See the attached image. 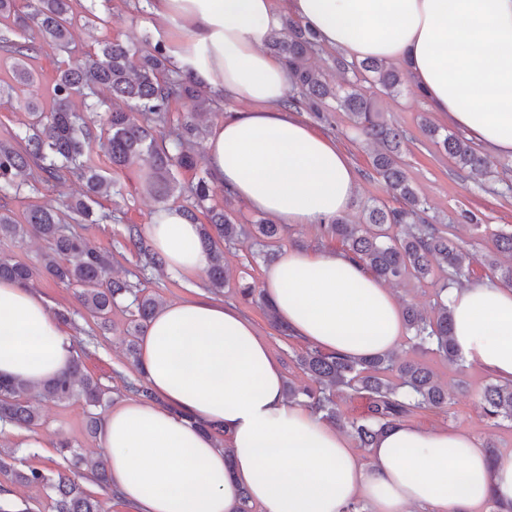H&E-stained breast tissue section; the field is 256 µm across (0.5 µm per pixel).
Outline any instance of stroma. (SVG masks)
I'll return each mask as SVG.
<instances>
[{"label":"stroma","instance_id":"obj_1","mask_svg":"<svg viewBox=\"0 0 512 512\" xmlns=\"http://www.w3.org/2000/svg\"><path fill=\"white\" fill-rule=\"evenodd\" d=\"M90 3L95 6L96 22L89 26L77 24L72 34V44L80 51L96 50L99 42L116 38L140 45L148 38L169 42L179 36L177 30L158 24L149 0H77L76 12H83ZM373 97L387 119L409 133L410 140L403 149L402 159L410 184L416 194L427 202L429 215L442 220H455L456 225L452 230L455 241L475 256L471 265L473 282H498L496 270L484 262L483 256L494 251L497 233L512 229V158L490 156L492 174L488 177L457 170L453 162L423 135L420 123L423 118L431 116L432 111L413 84H405L400 94L393 98L380 90L374 91ZM299 117L336 140L356 168L359 190L348 212L350 220H357L364 206L376 202L392 204V197L372 167L374 145L353 128L346 113H331L326 122L316 120L305 111L300 112ZM145 173V167L137 165L114 172L112 178L117 192L102 201L103 208L111 211L112 221L78 224L74 230L91 246L111 255V276L123 280L139 279L142 288L161 303L194 298L197 276L156 270L140 271L137 256L121 246L128 227L146 228L156 206L155 201L142 191L141 180ZM464 210L477 213L481 218L480 225L457 222V215ZM256 250L252 239L243 238L235 248L225 253L232 283L223 292L215 294V301L235 300V282L243 280L262 285L265 264L256 259ZM33 288L47 299L52 312L68 314L65 328L85 373L108 388L111 403L126 398L125 380L137 379L139 373L127 354L128 338L125 331L130 316L125 306L113 309L110 329L99 330L70 289L46 278L36 279ZM241 310L252 320L258 334L268 341L286 380L296 386L308 385V378L292 361L294 354L303 350V343L280 336L257 306L245 304ZM398 354L402 359L428 365L438 381L447 388L450 400L447 409L411 416V423L464 430L481 442L493 443L497 450L512 449V427L494 425L477 406L479 393L491 381L489 375L469 363L459 368L450 366L434 355L414 350L407 339L403 340ZM41 413L44 423L37 432L29 434L30 448L17 450L16 467L52 469L57 457L54 443L61 437L69 439L87 456L94 457L100 453L98 439L90 436L86 430L88 409L81 399L74 398L64 404L43 402Z\"/></svg>","mask_w":512,"mask_h":512}]
</instances>
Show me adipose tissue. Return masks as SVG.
Masks as SVG:
<instances>
[{
    "mask_svg": "<svg viewBox=\"0 0 512 512\" xmlns=\"http://www.w3.org/2000/svg\"><path fill=\"white\" fill-rule=\"evenodd\" d=\"M152 11L181 34L168 48L177 67L245 104L210 129V182L278 223H327L358 192L348 154L280 105L291 75L266 45L286 14L348 60L407 62L434 112L512 158V0H153ZM147 236L166 271L207 269L179 207H156ZM263 293L293 336L350 359L396 350L406 333L395 292L342 252L288 250L266 266ZM448 307L458 354L512 381V288L453 287ZM73 355L47 301L0 280V375L38 385ZM139 365L155 401L126 398L99 430L130 512H236L243 490L263 512H480L490 501L512 512V450L489 456L467 432L401 423L361 460L343 431L287 400L280 365L234 302L162 304Z\"/></svg>",
    "mask_w": 512,
    "mask_h": 512,
    "instance_id": "obj_1",
    "label": "adipose tissue"
}]
</instances>
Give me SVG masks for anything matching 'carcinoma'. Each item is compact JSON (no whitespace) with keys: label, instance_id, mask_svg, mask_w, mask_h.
<instances>
[{"label":"carcinoma","instance_id":"carcinoma-1","mask_svg":"<svg viewBox=\"0 0 512 512\" xmlns=\"http://www.w3.org/2000/svg\"><path fill=\"white\" fill-rule=\"evenodd\" d=\"M74 0H27L26 9L17 0H0V59L11 62L12 80H0V98L24 97L27 121L22 129L0 137V240L23 243L38 236L49 243L40 264L31 266L11 255L0 254V279L29 286L41 276L73 290L77 301L105 328L112 307L131 298L128 353L139 365L138 339L158 307L145 289L109 276L110 256L91 247L68 224H101L112 214L95 209L98 200L112 194V178L101 173L94 156L106 150L112 169H124L141 161L148 171L144 189L157 203L176 194L187 195L182 211L199 225L200 243L209 257L206 276L210 287L220 292L230 276L224 251L240 236L254 237L262 247L259 256L269 262L286 226L265 218L256 224H236L224 209L206 206L212 187L206 171L184 187L176 179L177 169L195 170L198 159L192 145L208 135L209 125L200 120L210 111L212 94L192 73L170 69L167 44L145 41L137 48L118 39L104 41L94 53L77 55L70 32L78 22ZM268 48L282 58L292 72L293 83L283 106L312 113L326 121L329 102L348 114L352 127L378 144L372 164L387 191L400 206L374 203L358 221L337 217L321 225L324 233L344 246V252L363 262L386 282L414 277L425 280L435 271L446 277L434 282L435 306L425 313L415 305L403 306L406 329L414 347L440 357L450 365L460 362L452 342V315L445 301L448 288L462 286L471 276L472 255L450 238L452 225L428 215L427 208L408 182L402 162L407 133L389 122L361 83L370 82L389 95L400 93L409 74L379 59L349 62L340 52L333 62L337 69L353 74L343 85L322 78L313 66L319 53L318 37L308 25L291 16L282 18ZM53 50L67 58L50 88L51 106L37 101L38 86L30 62ZM187 109L171 122L172 105ZM422 131L454 161L461 171L482 172L488 160L460 134L440 133L429 120ZM71 175L84 183L83 197L59 208L35 206L19 221L8 205L28 192L39 194L49 185ZM125 248L140 259L142 269H155L161 262L144 237L128 229ZM296 364L313 383L304 390L286 383L290 401H300L337 426L343 413L336 395L365 400L361 418L350 421V429L361 448H372L377 439L401 419L422 411L448 408V390L434 372L415 360H401L386 352L368 359L352 360L309 346L296 356ZM79 396L90 412L87 429L98 432L108 402V390L84 373L79 357L66 372L39 387L22 379L0 378V423L33 431L42 425L39 403L67 402ZM484 415L499 423L512 421V382H492L478 398ZM60 462L49 475L30 467L19 470L0 455V495L21 486L50 490V512H103L98 498L78 481L82 468L92 481L109 491L106 459H87L67 439L55 443Z\"/></svg>","mask_w":512,"mask_h":512}]
</instances>
